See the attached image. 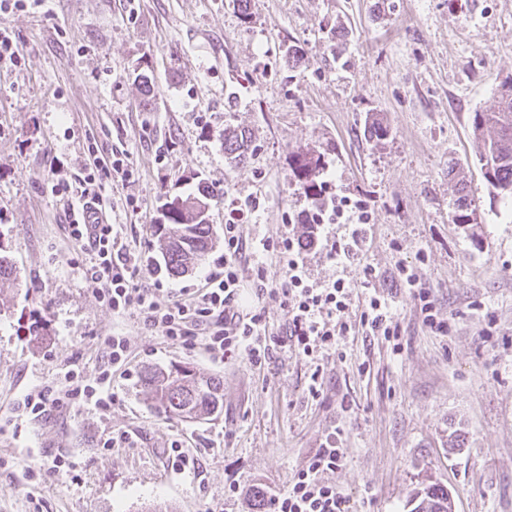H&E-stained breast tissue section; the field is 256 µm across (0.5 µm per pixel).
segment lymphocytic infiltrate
Instances as JSON below:
<instances>
[{
    "instance_id": "1",
    "label": "lymphocytic infiltrate",
    "mask_w": 512,
    "mask_h": 512,
    "mask_svg": "<svg viewBox=\"0 0 512 512\" xmlns=\"http://www.w3.org/2000/svg\"><path fill=\"white\" fill-rule=\"evenodd\" d=\"M71 234L85 240L94 252L89 268L92 280L105 283L103 302L113 312L134 314L170 340L185 346L203 344L211 350L227 354L243 353L253 365L265 364L273 346L293 345L303 353L318 347H332L337 336L345 335L347 323L333 328L321 321V314L343 312L347 307L348 291L341 282L324 288L306 283L300 248L293 238L281 239L277 252L285 275L269 296L280 299L287 311L288 323L284 335L270 332L263 311L240 313L237 309L241 295L242 273L238 256L242 242L237 234L240 223L248 217V208L238 202L228 205L224 224V270L210 273L200 294L161 303L155 289L144 288L136 281V268L130 265L113 225L92 222L86 204L69 206ZM343 451L335 440L325 444L301 469L286 494L271 499L268 512H349L344 494L331 483L321 481L326 471H336Z\"/></svg>"
}]
</instances>
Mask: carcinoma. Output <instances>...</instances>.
Instances as JSON below:
<instances>
[{"label": "carcinoma", "instance_id": "cac0c4a2", "mask_svg": "<svg viewBox=\"0 0 512 512\" xmlns=\"http://www.w3.org/2000/svg\"><path fill=\"white\" fill-rule=\"evenodd\" d=\"M473 133L493 136L484 140L479 163L487 183L498 193L512 198V79L501 83L498 105L487 112H476L472 117ZM224 155L233 163L246 162L253 153L246 132L238 129L224 131ZM321 156L297 152L289 156L293 178L307 196L316 199L322 194V184L316 180ZM212 190L203 182L197 191L171 196L168 213L158 224L161 254L165 270L171 276L189 271L196 260L215 245L213 225L202 216L203 208L210 207ZM474 200L465 189H460L454 222L471 224L474 221ZM142 385L147 400L158 411L168 415L210 418L224 411V384L216 377H203L182 365L167 369L155 368L145 372ZM415 505L410 512H452L448 489L439 484H428L414 492Z\"/></svg>", "mask_w": 512, "mask_h": 512}]
</instances>
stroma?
Returning <instances> with one entry per match:
<instances>
[{"mask_svg":"<svg viewBox=\"0 0 512 512\" xmlns=\"http://www.w3.org/2000/svg\"><path fill=\"white\" fill-rule=\"evenodd\" d=\"M250 12L242 21L236 0H41L0 15L22 54L0 70V248L17 268L0 281V512H254L251 489L286 493L331 434L343 464L320 478L350 512H408L428 482L448 488L455 512H512V199L486 182L471 126L512 77V0H250ZM295 46L306 60L292 66ZM375 119L383 138L369 134ZM229 125L251 136L245 163L220 147ZM297 151L321 154L326 195L371 215L362 252L343 261L332 247L351 228L326 226L303 253L309 284L347 285L351 323L370 297L388 298L400 353L354 330L307 356L277 348L257 368L172 342L102 302L86 274L92 249L51 192L65 182L81 193L85 168L126 154L132 177L99 188L106 219L138 259V284L165 302L220 268L225 204L249 200L243 303L279 333L286 311L258 295L257 271L275 273L272 246L306 234L315 203L290 174ZM201 180L215 191L217 242L172 277L159 267L160 207ZM461 180L473 224L453 221ZM402 265L430 288L447 333L423 325ZM36 318L45 339L28 332ZM113 336L131 354L111 368L106 408L66 399L68 370L93 382ZM173 364L223 380L220 416L151 407L145 370ZM41 390L63 403L35 416L24 400ZM177 443L195 470L171 467Z\"/></svg>","mask_w":512,"mask_h":512,"instance_id":"1","label":"stroma"}]
</instances>
